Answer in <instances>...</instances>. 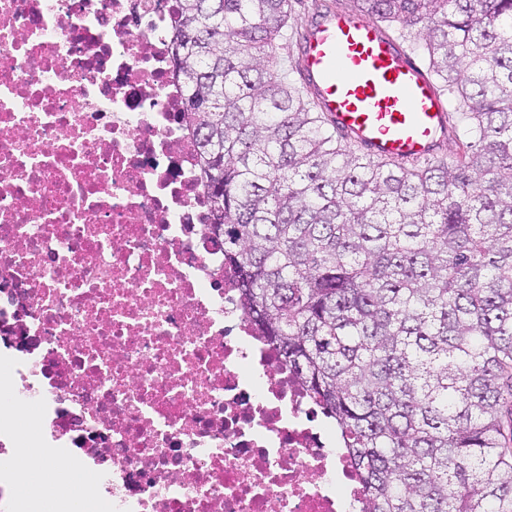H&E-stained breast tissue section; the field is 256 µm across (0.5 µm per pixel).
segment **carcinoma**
Listing matches in <instances>:
<instances>
[{
  "label": "carcinoma",
  "mask_w": 512,
  "mask_h": 512,
  "mask_svg": "<svg viewBox=\"0 0 512 512\" xmlns=\"http://www.w3.org/2000/svg\"><path fill=\"white\" fill-rule=\"evenodd\" d=\"M341 1L422 50L467 141L371 158L281 65L291 0H175L211 230L362 512H512V0Z\"/></svg>",
  "instance_id": "carcinoma-1"
}]
</instances>
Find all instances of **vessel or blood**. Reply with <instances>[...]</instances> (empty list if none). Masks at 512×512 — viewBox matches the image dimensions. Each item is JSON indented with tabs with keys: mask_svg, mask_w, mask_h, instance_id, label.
Returning <instances> with one entry per match:
<instances>
[{
	"mask_svg": "<svg viewBox=\"0 0 512 512\" xmlns=\"http://www.w3.org/2000/svg\"><path fill=\"white\" fill-rule=\"evenodd\" d=\"M298 70L331 126L374 157L418 164L452 129L451 102L398 38L342 10L315 16Z\"/></svg>",
	"mask_w": 512,
	"mask_h": 512,
	"instance_id": "vessel-or-blood-1",
	"label": "vessel or blood"
}]
</instances>
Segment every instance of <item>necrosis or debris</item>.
I'll return each mask as SVG.
<instances>
[{
    "instance_id": "4bbe7bcc",
    "label": "necrosis or debris",
    "mask_w": 512,
    "mask_h": 512,
    "mask_svg": "<svg viewBox=\"0 0 512 512\" xmlns=\"http://www.w3.org/2000/svg\"><path fill=\"white\" fill-rule=\"evenodd\" d=\"M171 0H0V459L95 476L87 512H361L320 409L212 234Z\"/></svg>"
}]
</instances>
